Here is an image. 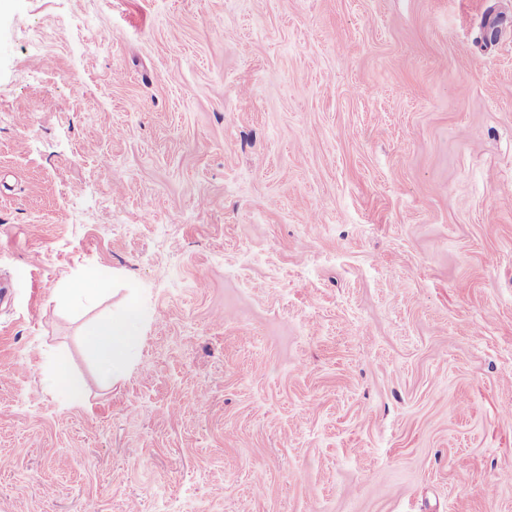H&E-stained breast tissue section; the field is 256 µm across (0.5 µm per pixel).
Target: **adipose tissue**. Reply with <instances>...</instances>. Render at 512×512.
<instances>
[{"label":"adipose tissue","mask_w":512,"mask_h":512,"mask_svg":"<svg viewBox=\"0 0 512 512\" xmlns=\"http://www.w3.org/2000/svg\"><path fill=\"white\" fill-rule=\"evenodd\" d=\"M139 324L138 307L131 301L117 314L85 330L83 342L99 363L102 382H111L126 371L140 339Z\"/></svg>","instance_id":"ef3b65f1"}]
</instances>
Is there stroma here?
<instances>
[{"label": "stroma", "mask_w": 512, "mask_h": 512, "mask_svg": "<svg viewBox=\"0 0 512 512\" xmlns=\"http://www.w3.org/2000/svg\"><path fill=\"white\" fill-rule=\"evenodd\" d=\"M1 282L0 512H512V0H0ZM111 281L104 275L93 274L85 279L75 281L72 288H65L66 292L76 300H82L89 294H105L111 290ZM139 324L138 307L130 299L117 314L85 330L83 342L99 363L102 382H111L128 368L140 339ZM50 381L58 388L70 402L80 404L83 400V392L79 386L71 382L70 365L65 357H57L49 369Z\"/></svg>", "instance_id": "35a3bbf8"}]
</instances>
